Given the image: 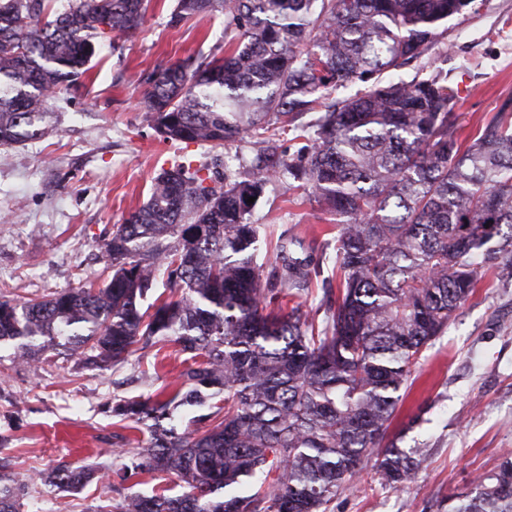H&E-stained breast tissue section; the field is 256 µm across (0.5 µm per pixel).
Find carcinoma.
I'll use <instances>...</instances> for the list:
<instances>
[{"instance_id": "1", "label": "carcinoma", "mask_w": 512, "mask_h": 512, "mask_svg": "<svg viewBox=\"0 0 512 512\" xmlns=\"http://www.w3.org/2000/svg\"><path fill=\"white\" fill-rule=\"evenodd\" d=\"M50 2L0 0V146L45 136L48 101L87 73L98 40L134 37L151 0ZM473 2L177 0V21L224 13V57L147 75L143 104L163 140L224 146V187L174 164L115 225L105 281L22 307L0 299V347L18 360L63 348L102 368L167 342L191 354L167 398L112 405L150 435L122 450L120 481L174 474L186 490L95 512H327L368 467L396 491L415 479L425 450L385 442L412 371L483 272L512 281V102L462 145L458 88L432 61ZM247 138L260 157L243 171L230 146ZM282 178L336 217V296L321 319L299 298L322 262L284 233L272 270L260 262L247 200ZM187 224L211 226L188 251ZM161 275L170 295L143 306ZM90 478L67 463L47 476L67 491ZM19 499L0 475V512ZM457 500L451 512H512V455Z\"/></svg>"}]
</instances>
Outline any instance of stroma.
<instances>
[{
	"label": "stroma",
	"instance_id": "stroma-1",
	"mask_svg": "<svg viewBox=\"0 0 512 512\" xmlns=\"http://www.w3.org/2000/svg\"><path fill=\"white\" fill-rule=\"evenodd\" d=\"M154 8L134 41L113 38L79 85L50 99L56 136L0 146V296L24 303L61 289L102 282L113 225L147 202L153 179L183 161L224 180L220 146L163 141L142 103L143 74L187 58L224 55L220 12L172 23L176 0ZM437 60L459 89L454 109L462 144L512 99V0H480L477 12L453 20ZM269 240L299 238L297 254H333L336 226L316 203L287 182L268 184L254 210ZM187 366L177 345L134 348L104 369L78 354L45 353L27 364L0 351V472L22 488L20 512H93L138 490L163 486L179 494L176 476L143 474L138 485L114 475L126 458L123 442L146 446V434L112 417L120 399H145L180 384ZM392 430L410 417L426 419L405 446L424 442L427 458L401 491L364 471L358 488L343 490L329 512H448L473 477L512 453V286L485 272L446 333L423 354ZM89 469L78 491L44 484L59 463Z\"/></svg>",
	"mask_w": 512,
	"mask_h": 512
}]
</instances>
